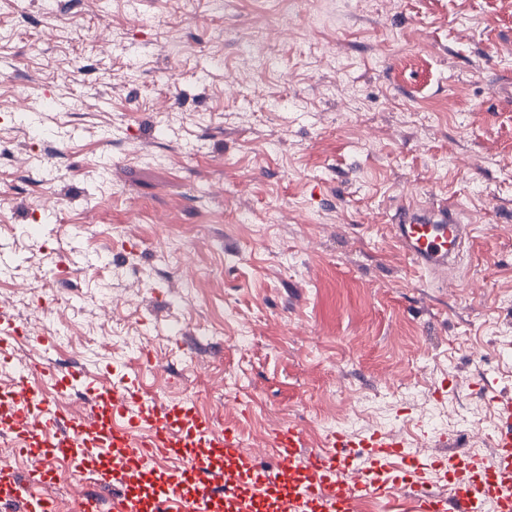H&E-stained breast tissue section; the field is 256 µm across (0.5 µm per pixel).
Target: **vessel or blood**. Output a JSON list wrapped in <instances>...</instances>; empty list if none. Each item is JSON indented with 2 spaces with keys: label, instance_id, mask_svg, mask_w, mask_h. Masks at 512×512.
Segmentation results:
<instances>
[{
  "label": "vessel or blood",
  "instance_id": "vessel-or-blood-1",
  "mask_svg": "<svg viewBox=\"0 0 512 512\" xmlns=\"http://www.w3.org/2000/svg\"><path fill=\"white\" fill-rule=\"evenodd\" d=\"M476 225L461 223L449 204L420 209L401 204L392 218L395 242L415 269L446 273L461 260ZM24 335L11 318L0 317V359ZM92 393L94 409L74 402ZM502 426L486 458L442 454L434 467L457 476L450 495L432 491L422 467L390 477V459H409V444L397 429L353 435L335 431L323 448L310 447L295 422L274 424L266 439L271 464L247 448L240 429L216 426L207 415L180 401L147 395L139 379L92 386L85 373L50 362L16 369L0 389V434L23 456H36L39 469L19 473L0 468V512H56L44 492L65 462L73 476L77 512H356L360 499L403 497L415 512H512V403L498 406ZM178 456L181 466L162 470ZM223 466H216L214 458ZM99 465L96 489L82 475Z\"/></svg>",
  "mask_w": 512,
  "mask_h": 512
}]
</instances>
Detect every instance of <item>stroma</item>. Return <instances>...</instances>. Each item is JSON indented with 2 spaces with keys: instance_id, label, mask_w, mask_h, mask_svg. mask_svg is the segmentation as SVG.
<instances>
[{
  "instance_id": "35a3bbf8",
  "label": "stroma",
  "mask_w": 512,
  "mask_h": 512,
  "mask_svg": "<svg viewBox=\"0 0 512 512\" xmlns=\"http://www.w3.org/2000/svg\"><path fill=\"white\" fill-rule=\"evenodd\" d=\"M287 10L0 0V313L29 335L0 387L46 357L140 377L254 448L283 419L315 445L401 429L427 466L441 433L491 455L512 399V0ZM258 16L285 24L262 67ZM403 200L479 225L447 287L394 244Z\"/></svg>"
}]
</instances>
